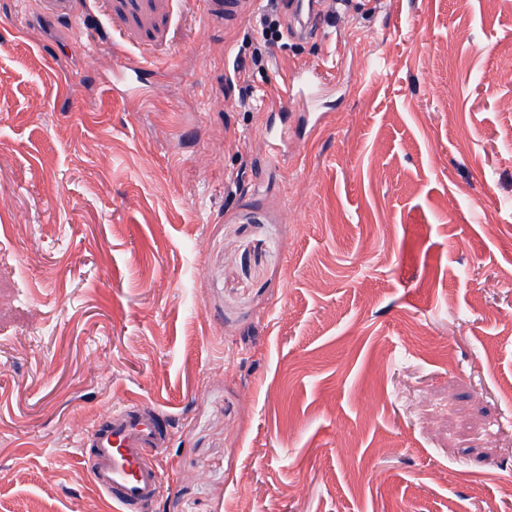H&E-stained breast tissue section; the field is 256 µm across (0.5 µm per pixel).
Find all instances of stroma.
<instances>
[{"label": "stroma", "mask_w": 512, "mask_h": 512, "mask_svg": "<svg viewBox=\"0 0 512 512\" xmlns=\"http://www.w3.org/2000/svg\"><path fill=\"white\" fill-rule=\"evenodd\" d=\"M261 17L0 0V512H114L77 443L130 400L151 512H512V0H339L243 110ZM334 81V74L321 65L304 63L291 70L282 95L296 112H311L318 96Z\"/></svg>", "instance_id": "35a3bbf8"}]
</instances>
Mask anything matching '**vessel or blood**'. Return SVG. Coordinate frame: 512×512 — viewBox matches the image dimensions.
Returning <instances> with one entry per match:
<instances>
[{
	"mask_svg": "<svg viewBox=\"0 0 512 512\" xmlns=\"http://www.w3.org/2000/svg\"><path fill=\"white\" fill-rule=\"evenodd\" d=\"M208 12L235 22L254 10V0H207ZM321 0H292L290 34L317 32ZM335 76L318 64L304 63L291 70L282 92L291 108L312 111L318 96ZM170 431L165 414L135 402L113 406L78 442L80 457L95 485L118 507V512H147L164 489L157 457L167 448Z\"/></svg>",
	"mask_w": 512,
	"mask_h": 512,
	"instance_id": "b4317fda",
	"label": "vessel or blood"
}]
</instances>
